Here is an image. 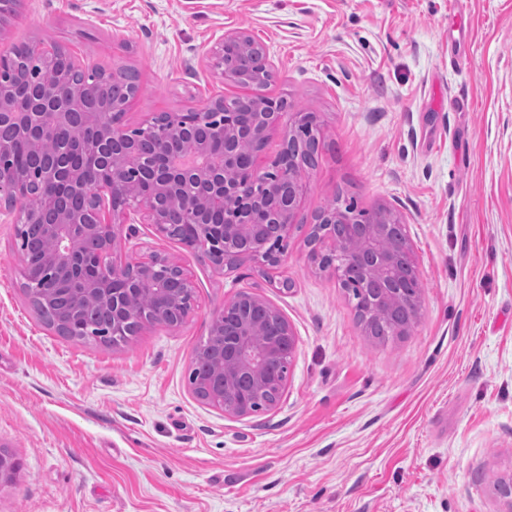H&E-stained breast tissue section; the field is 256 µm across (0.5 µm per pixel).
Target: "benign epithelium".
<instances>
[{
  "mask_svg": "<svg viewBox=\"0 0 512 512\" xmlns=\"http://www.w3.org/2000/svg\"><path fill=\"white\" fill-rule=\"evenodd\" d=\"M61 85L60 80L50 81L30 94L24 111L18 110L0 89V126H14L33 147L41 148L49 128L65 119L77 105L74 98L60 102ZM257 99L265 111L245 120L238 119L239 113L231 102L222 98L202 111L167 112L165 122L152 120L132 130L126 128L124 114L114 112L108 123L98 125L94 141L60 144L54 163L44 169L42 177L61 193L87 195L86 218L79 223L67 212L57 210L51 220H46L47 212L55 206L54 196L42 208L24 210V223L45 225L49 242L48 248L33 259L23 257L25 270L33 271V275L25 276L28 292L47 299H55L61 292L69 294L72 328L80 319V306L87 302L112 306L114 325L120 326L130 322L126 304L134 295L173 276L179 287L164 290V304L139 318L143 324L165 323L169 306L181 304L186 293L193 290L187 271L156 254L118 268L105 261L110 243L96 254L82 248L86 237L103 234L106 226L114 228L126 223L130 214L140 209L145 210L149 223L161 235L168 234L173 224L167 211L176 210L180 223L195 229L190 247L218 255L224 265L240 250L243 241L248 255L264 265H278L308 190L302 175L306 136L320 143V127L315 113L293 110L284 97L272 100L259 95ZM200 125L206 128L207 138L197 144L193 153L200 158L198 163H183L174 157L160 169L154 161L141 162L142 177L154 186L152 194L142 192L140 184L126 179L122 162L128 156L129 139L140 135L160 142L172 138L193 140ZM279 128L283 130L282 147L271 164L264 169L253 166L245 173L237 172L240 144L248 141L262 148L270 132ZM89 159L112 167V179L93 190L72 177L73 170ZM33 181L34 177L13 166H0V201H6L10 208L24 203L33 195ZM105 193L112 200L109 223L100 216L99 202ZM215 202L223 203L224 211L235 212L236 219L224 224L207 223V213ZM383 214L384 223L369 225L357 223L342 208L323 209L315 216L309 234L312 259L341 285L352 274L375 266L388 269L392 280L399 282L406 275L399 265L400 252H410L412 246L405 236L399 249L382 248L381 241L390 226L401 223L393 212L385 210ZM265 305L267 302L254 294L243 300L236 297L213 320L211 332L224 347V360L215 371L220 388L207 403L226 415L243 418L260 412L253 406V396L279 384L272 368L282 358L294 357L296 338L285 318L277 335L288 337V348H281L275 338L263 345L249 340L257 327L254 308ZM231 307L237 309V319L229 324L224 318L225 310Z\"/></svg>",
  "mask_w": 512,
  "mask_h": 512,
  "instance_id": "7a95c632",
  "label": "benign epithelium"
}]
</instances>
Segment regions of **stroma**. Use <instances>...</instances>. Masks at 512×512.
<instances>
[{
  "instance_id": "1",
  "label": "stroma",
  "mask_w": 512,
  "mask_h": 512,
  "mask_svg": "<svg viewBox=\"0 0 512 512\" xmlns=\"http://www.w3.org/2000/svg\"><path fill=\"white\" fill-rule=\"evenodd\" d=\"M260 41L262 88L225 77L226 34ZM64 47L83 72L134 69L124 122L262 93L318 113V163L280 265L233 270L143 214L108 255L152 252L195 292L176 327L117 347L62 338L34 311L17 214H0V512H512V0H18L0 54ZM398 213L422 316L369 342L309 257L335 197ZM288 320L296 352L271 410L198 399L195 346L240 292Z\"/></svg>"
}]
</instances>
